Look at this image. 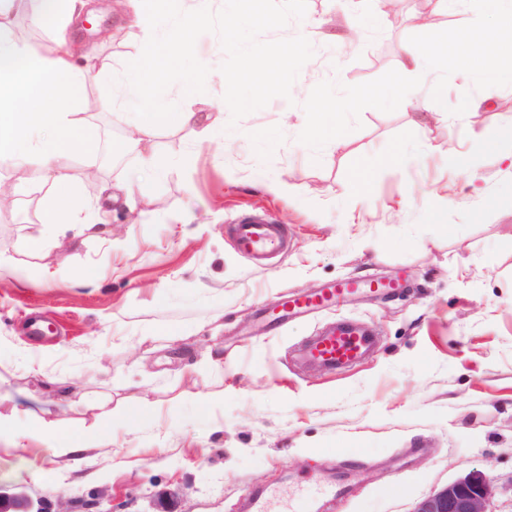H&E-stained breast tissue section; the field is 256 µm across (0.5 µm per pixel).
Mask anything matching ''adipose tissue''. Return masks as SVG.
I'll list each match as a JSON object with an SVG mask.
<instances>
[{"mask_svg": "<svg viewBox=\"0 0 512 512\" xmlns=\"http://www.w3.org/2000/svg\"><path fill=\"white\" fill-rule=\"evenodd\" d=\"M11 2L0 0V154L16 156L23 165L37 168L57 190L60 202L48 207L45 223L74 225L80 237L94 235L96 225L88 216L91 201L72 189L67 174L73 153L94 139L77 117L88 73L73 66L67 45H59L54 57L38 59L24 42L10 37ZM183 2L126 0L123 20L129 28L147 19L156 21L158 38L170 42L177 55L188 58L193 54L191 31L203 20L206 3L197 0L194 13L187 14L182 10ZM485 3L497 23L482 42H473L465 28L438 32L418 47L405 48L399 73L429 67L444 55L452 59L455 75L464 83L477 77L486 86L495 87L505 75H512V0ZM164 72L153 54L143 52L129 61L125 71L115 73L114 79L122 85L133 83L145 98ZM161 121L187 126L198 123L199 118L192 111L144 113L128 145L137 150L142 169L154 173L159 166L151 142ZM35 433L51 437L47 455L83 467L90 465L91 451L98 444L94 432L65 435L43 417L19 429L23 438Z\"/></svg>", "mask_w": 512, "mask_h": 512, "instance_id": "adipose-tissue-1", "label": "adipose tissue"}]
</instances>
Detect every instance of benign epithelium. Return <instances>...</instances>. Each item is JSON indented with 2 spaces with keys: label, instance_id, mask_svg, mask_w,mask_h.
<instances>
[{
  "label": "benign epithelium",
  "instance_id": "benign-epithelium-1",
  "mask_svg": "<svg viewBox=\"0 0 512 512\" xmlns=\"http://www.w3.org/2000/svg\"><path fill=\"white\" fill-rule=\"evenodd\" d=\"M494 495L493 481L478 470L471 471L423 499L415 512H488ZM0 512H47V508L44 500H34L23 490L0 491Z\"/></svg>",
  "mask_w": 512,
  "mask_h": 512
}]
</instances>
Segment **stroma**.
<instances>
[{"label": "stroma", "instance_id": "stroma-1", "mask_svg": "<svg viewBox=\"0 0 512 512\" xmlns=\"http://www.w3.org/2000/svg\"><path fill=\"white\" fill-rule=\"evenodd\" d=\"M89 2L71 24L45 18L28 42L50 57L64 37L112 61L84 87L79 118L96 143L68 170L101 197L105 231L77 239L53 225L51 244L31 249L54 189L0 156V258L11 264L0 276V416L21 408L34 418L67 397L78 406L56 411L60 431L92 427L102 441L93 465L74 471L43 455L48 437L2 430L0 490L22 488L53 512L78 497L100 499L103 512H241L262 491L269 512H415L479 470L498 487L492 512H512V162L483 157L473 177L448 163L512 123V85L461 84L440 60L406 78L427 97L423 111L353 95L392 84L402 47L460 27L486 34L493 18L480 0H396L393 23L357 0L351 26L335 0H307L323 34L290 99L233 126L223 82L196 97L172 85L166 101L205 117L214 140L158 125L163 173L147 177L132 207L111 194L140 170L127 141L148 106L113 73L150 30L119 31L116 0ZM437 82L445 94L433 99ZM327 93L336 112L326 123L340 136L310 138L304 113ZM471 99L479 107L461 111ZM245 215L288 229L267 266L224 231ZM345 278L397 289L341 298L270 331L263 311L278 297ZM32 317L52 333L30 335ZM335 322L371 328L372 353L312 367L303 344ZM145 399L151 416L118 422ZM337 481L345 495L315 498Z\"/></svg>", "mask_w": 512, "mask_h": 512}]
</instances>
